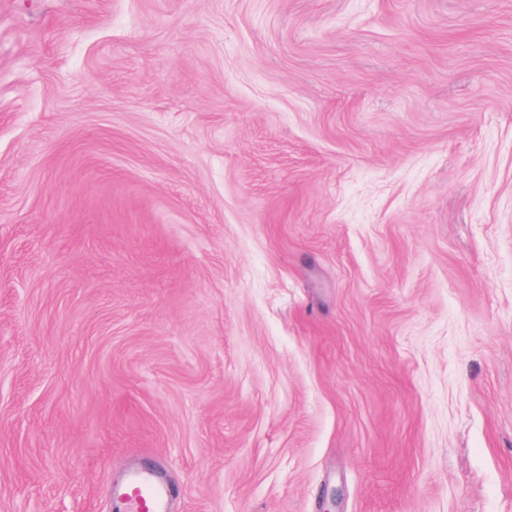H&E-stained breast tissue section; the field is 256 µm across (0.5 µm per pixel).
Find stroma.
<instances>
[{
    "instance_id": "stroma-1",
    "label": "stroma",
    "mask_w": 512,
    "mask_h": 512,
    "mask_svg": "<svg viewBox=\"0 0 512 512\" xmlns=\"http://www.w3.org/2000/svg\"><path fill=\"white\" fill-rule=\"evenodd\" d=\"M512 512V0H0V512ZM171 496V487L153 470H131L121 494L122 512H168Z\"/></svg>"
}]
</instances>
